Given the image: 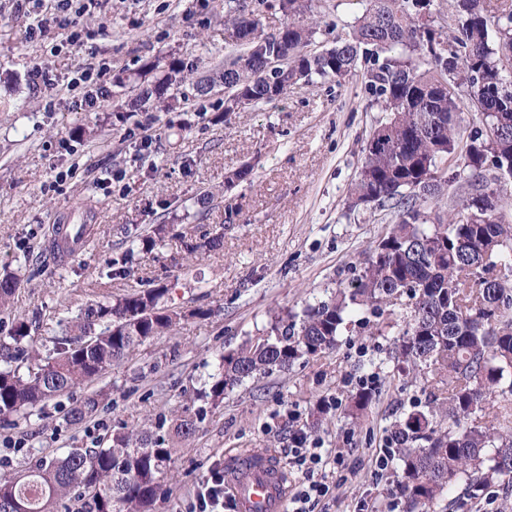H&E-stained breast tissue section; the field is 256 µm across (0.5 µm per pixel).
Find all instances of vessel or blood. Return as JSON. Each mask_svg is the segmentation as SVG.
I'll return each mask as SVG.
<instances>
[{"label": "vessel or blood", "mask_w": 512, "mask_h": 512, "mask_svg": "<svg viewBox=\"0 0 512 512\" xmlns=\"http://www.w3.org/2000/svg\"><path fill=\"white\" fill-rule=\"evenodd\" d=\"M89 236L85 224H59L51 245L59 258L81 253ZM224 484L231 496L233 512H284L288 497V476L279 456L271 452L243 451L228 456L224 463Z\"/></svg>", "instance_id": "vessel-or-blood-1"}]
</instances>
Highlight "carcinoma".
Returning <instances> with one entry per match:
<instances>
[{
  "instance_id": "1",
  "label": "carcinoma",
  "mask_w": 512,
  "mask_h": 512,
  "mask_svg": "<svg viewBox=\"0 0 512 512\" xmlns=\"http://www.w3.org/2000/svg\"><path fill=\"white\" fill-rule=\"evenodd\" d=\"M224 12L239 54L216 77L227 92L224 111L268 102L317 75L341 82L359 60L370 64L369 90L385 120L374 127L350 189L354 207L374 204L391 224L347 285L303 315L275 316L267 335L221 357L198 399L213 404L247 379L284 370L336 345L354 317L375 318L380 335L394 337L395 359L408 373L431 370L425 402H413L387 432L400 461L395 484L404 512H417L453 486L472 498L497 483L512 484V224L504 210L512 193V10L488 15L481 0H448V18L435 22L434 0H369L330 48L307 52L316 22L309 0H279L288 23L264 33L243 0ZM278 78L260 79L272 55ZM185 80L174 65L156 91ZM472 113L465 123L464 112ZM446 196L448 218L428 223L424 205ZM189 256L217 249L222 237L179 234ZM18 286L0 278V306ZM160 285L114 302L90 304L47 356L29 344L25 322L0 341V417L43 412L48 401L100 379L113 364L153 336L171 332L181 313L166 305ZM406 299L398 314L394 301ZM28 361L26 371L16 363ZM107 394L95 391L67 419L91 417ZM376 394L351 395L347 414L360 419ZM197 417L180 416L174 436L192 437ZM162 435L122 428L92 448L37 457L18 473L0 476V512H53L58 501H85L88 512H151L164 493L171 449Z\"/></svg>"
}]
</instances>
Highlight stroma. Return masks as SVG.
<instances>
[{"mask_svg": "<svg viewBox=\"0 0 512 512\" xmlns=\"http://www.w3.org/2000/svg\"><path fill=\"white\" fill-rule=\"evenodd\" d=\"M225 0H110L82 22L90 39L55 53L62 38L50 26L29 41V19L0 0V275L20 284L0 308V337L23 319L33 345L47 353L53 336L80 308L166 285L167 304L182 312L173 333L155 336L95 381L104 407L71 424L80 393L49 402L45 418L0 420V474L18 472L35 456L85 447L120 427L152 433L183 412L199 413L193 437L177 445L166 494L155 512H194L210 466L232 453L286 455L288 421H306L316 401L337 406L313 439L345 465L327 512H402L396 466L378 470L385 428L401 404L422 399L420 384L404 383L379 362L393 345L368 324L350 326L337 346L292 367L245 381L217 404L196 400L220 357L266 334L274 314L305 307L348 283L385 233L382 211L350 207L348 192L362 150L380 118L368 90L367 67L336 83L289 89L285 97L225 113L224 87L212 75L235 43L224 29ZM366 0H313L317 48L331 46ZM105 65L107 94L98 108L76 110L70 95L35 91L34 67L58 78L87 60ZM185 82L165 110L154 90L174 62ZM211 77L208 90L197 82ZM151 125L142 147L134 123ZM250 166L248 180L225 189L227 176ZM65 174L55 183L56 174ZM90 215L86 249L65 263L47 251L52 227ZM171 232L151 250L139 240L152 227ZM222 234L219 249L185 260L177 232ZM207 317L199 318L195 309ZM378 373L379 397L359 422L346 414L352 380ZM433 512H512V487L463 502L453 488Z\"/></svg>", "mask_w": 512, "mask_h": 512, "instance_id": "35a3bbf8", "label": "stroma"}]
</instances>
